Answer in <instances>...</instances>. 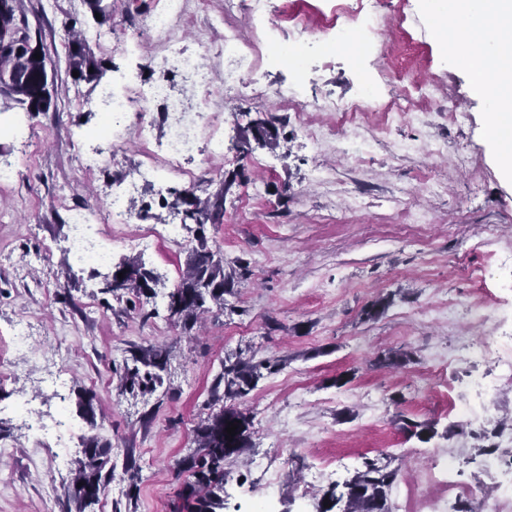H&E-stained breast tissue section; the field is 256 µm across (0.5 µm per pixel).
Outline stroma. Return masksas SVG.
I'll use <instances>...</instances> for the list:
<instances>
[{
	"label": "stroma",
	"instance_id": "obj_1",
	"mask_svg": "<svg viewBox=\"0 0 512 512\" xmlns=\"http://www.w3.org/2000/svg\"><path fill=\"white\" fill-rule=\"evenodd\" d=\"M112 18L97 20L84 0H22L32 36L43 44L54 76L55 103L33 114L0 98V443L10 448L0 469L13 485L0 490V512H69L68 492L85 441L111 442L115 469L87 512H172L188 480L184 459L196 450L200 418L231 407L251 423L243 455L224 464L223 512H319L323 495L343 487L364 458L391 460L397 477L390 512H425L439 498L457 512L462 498L427 479L456 462L459 479L484 499L498 496L501 478L489 464L512 457L502 436L512 431V385L498 388L490 415H479L473 380L495 378L493 363L468 354L487 336L512 341V184L503 182L487 141L490 105L475 95L468 70L439 38L423 0H376L388 30L361 58L327 53L321 26L336 0H269L254 23L249 0H210L183 32L182 47L219 48L209 18L223 13L243 41L299 42L304 84L288 65L265 58L244 82L298 86L305 115L275 98L224 96V153L199 155L189 168L199 197L215 192L226 171L244 166L247 180L224 200V221L184 226L180 247L145 251L135 240L169 223L166 207L186 181L144 186L126 199L132 214L109 261H79L67 249L75 207L109 206L124 178L143 159L130 140L111 167L81 170L86 134L106 116L93 105L114 86L136 93L157 79L162 48H123L159 0H107ZM306 14L311 30L297 35L289 11ZM101 60L92 80L69 72L75 44ZM421 84L430 91L407 118L386 112L389 101ZM369 99L363 118L322 112ZM452 112L461 121L449 120ZM277 116L280 144L237 146L253 121ZM335 125V136L313 141L306 120ZM25 126L28 143L8 134ZM220 250L226 267L247 262L251 276L227 289L190 329L171 319L164 296L200 243ZM139 259L158 278L151 299L101 293L115 264ZM391 302L368 319L364 308ZM167 350L162 382L152 391L120 392L117 369L133 351ZM391 350L411 352L398 368L376 366ZM277 360L246 397L215 403L211 387L225 357ZM93 396L95 420L79 408ZM434 423L433 437L401 428L402 420Z\"/></svg>",
	"mask_w": 512,
	"mask_h": 512
}]
</instances>
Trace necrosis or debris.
Instances as JSON below:
<instances>
[{
  "label": "necrosis or debris",
  "mask_w": 512,
  "mask_h": 512,
  "mask_svg": "<svg viewBox=\"0 0 512 512\" xmlns=\"http://www.w3.org/2000/svg\"><path fill=\"white\" fill-rule=\"evenodd\" d=\"M187 8L188 0H161L158 12L143 26V37L166 47L159 58L162 75L148 93L132 96L112 89L102 97L108 123L97 129L95 135L111 140L116 151L125 144L126 135L131 130L135 131L139 145L147 146L154 104H162L167 113V136L159 151H147L145 162L126 177V193L130 196L137 194L145 184L159 183L170 176H189L190 171L185 164L196 153L199 143H206L208 153H223L224 130L219 125L221 108L212 99L215 84H223L228 91L243 90L257 98L267 95L264 88L241 84V71L254 66L261 49L258 45L241 42L235 29L224 32V66L220 69L210 62V48L188 53L180 47L178 25ZM325 27L336 32L335 39L329 44L330 49H346L352 55L360 56L372 48V39L381 32L383 19L376 9L360 11L345 5L326 22ZM174 77L198 92L196 102H189L173 93L170 80ZM130 220V214L116 201L105 211L78 208L73 215L68 249L77 258L106 263L109 254L92 233V226L106 224L116 230Z\"/></svg>",
  "instance_id": "necrosis-or-debris-1"
}]
</instances>
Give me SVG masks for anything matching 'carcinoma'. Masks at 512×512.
<instances>
[{
  "instance_id": "obj_1",
  "label": "carcinoma",
  "mask_w": 512,
  "mask_h": 512,
  "mask_svg": "<svg viewBox=\"0 0 512 512\" xmlns=\"http://www.w3.org/2000/svg\"><path fill=\"white\" fill-rule=\"evenodd\" d=\"M20 0H0V75L12 74L16 80L0 87V96L28 112H47L54 104L53 97L37 98L32 84L47 71L46 55L35 59V51L28 47L33 37L23 22L18 21L16 12ZM102 64L88 55L82 46H75L70 54L69 68L79 73V78L91 80ZM264 146L277 147L280 133L277 119L273 116L256 120L241 139L240 154L246 155L251 141ZM245 178V168L224 176L219 188L202 199L191 188L174 192V199L168 207L183 213V221L200 226L220 224L224 217V197L234 184ZM124 271L119 290L137 298H151L155 295L157 280L152 271L135 260L119 264ZM249 267L240 265L226 269L220 251H212L206 244L194 250L186 262V273L178 284L167 293L169 316L193 327L198 315L210 310V305L224 307V291L235 283L248 278ZM165 355L162 350L150 347L133 355V363L125 365L118 373L120 392L151 391L162 382L160 372L165 370ZM277 370V365L268 361L253 362L241 357H226L223 370L217 378L213 394L223 392V398L247 396L263 377V372ZM237 424L233 440L226 439L225 428ZM250 423L243 413L233 408H223L211 413L197 423V450L190 460L189 469L193 480L180 493L185 512H220L224 508V462L242 453L249 444ZM112 444L100 442L97 437L88 438L84 456L77 461L69 499L75 512L85 509L98 500L112 478ZM396 477V470L389 463L379 459L364 458L361 469L345 483V491L324 494L330 507L339 512H389L386 505L388 489Z\"/></svg>"
}]
</instances>
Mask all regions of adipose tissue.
Masks as SVG:
<instances>
[{"label":"adipose tissue","mask_w":512,"mask_h":512,"mask_svg":"<svg viewBox=\"0 0 512 512\" xmlns=\"http://www.w3.org/2000/svg\"><path fill=\"white\" fill-rule=\"evenodd\" d=\"M439 32L451 47L461 48L475 92L490 105L488 139L500 162V173L512 182V0H425Z\"/></svg>","instance_id":"obj_1"}]
</instances>
